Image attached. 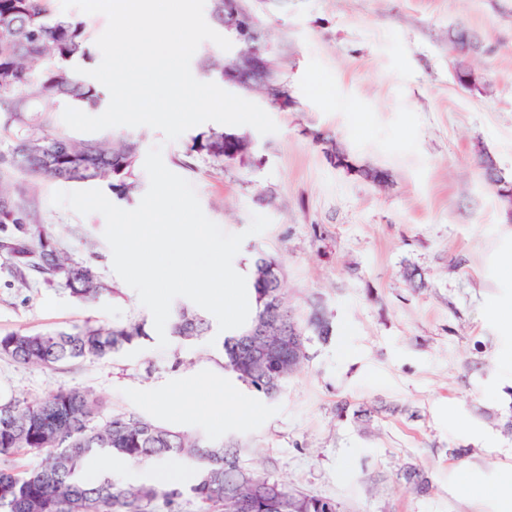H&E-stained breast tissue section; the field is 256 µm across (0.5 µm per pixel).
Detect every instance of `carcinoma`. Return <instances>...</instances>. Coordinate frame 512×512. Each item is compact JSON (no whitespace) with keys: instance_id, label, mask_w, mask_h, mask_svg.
Listing matches in <instances>:
<instances>
[{"instance_id":"carcinoma-1","label":"carcinoma","mask_w":512,"mask_h":512,"mask_svg":"<svg viewBox=\"0 0 512 512\" xmlns=\"http://www.w3.org/2000/svg\"><path fill=\"white\" fill-rule=\"evenodd\" d=\"M50 0H0V128L9 133L0 148V253L12 261L14 277L26 284L62 280L71 295L94 302L108 285L90 261L72 262L60 242L33 213V189L11 179L16 170L64 183L107 181L112 194L129 200L141 190L138 143L131 136L104 135L80 142L53 128L63 107H99L100 88L75 71L73 62L90 57L89 24L52 17ZM232 59L215 60L205 52L199 67L206 75ZM252 142L244 133L212 128L195 140L192 151L214 165L232 155L242 163ZM281 264L259 256L248 288L254 311L239 331L224 338V369L267 397L268 362L252 360L246 347L265 344L274 322L294 321L304 329L303 343L332 333L318 306L298 319L285 301ZM209 322L199 311L176 308L172 336L192 342L206 335ZM148 337L145 323L134 320L112 327L86 323L71 329L0 335V355L24 366L52 367L110 356ZM105 398L88 390L61 389L45 398L0 402V512H147L161 499L174 507L186 496L204 512H328L334 500L294 492L281 481L240 464L235 443H209L200 436L169 428L135 414H111L101 420ZM132 463L179 457L197 464L187 483L115 484L106 474L94 483L81 478L100 450ZM38 456L34 468L20 464ZM404 479L418 491L429 487L425 473L409 468Z\"/></svg>"}]
</instances>
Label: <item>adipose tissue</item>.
<instances>
[{
	"label": "adipose tissue",
	"instance_id": "adipose-tissue-1",
	"mask_svg": "<svg viewBox=\"0 0 512 512\" xmlns=\"http://www.w3.org/2000/svg\"><path fill=\"white\" fill-rule=\"evenodd\" d=\"M158 406L170 418L182 419L202 411H219L230 420L254 417L258 408L224 381L223 374L210 372L175 387L172 395L159 398Z\"/></svg>",
	"mask_w": 512,
	"mask_h": 512
}]
</instances>
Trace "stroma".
Returning <instances> with one entry per match:
<instances>
[{
    "instance_id": "obj_1",
    "label": "stroma",
    "mask_w": 512,
    "mask_h": 512,
    "mask_svg": "<svg viewBox=\"0 0 512 512\" xmlns=\"http://www.w3.org/2000/svg\"><path fill=\"white\" fill-rule=\"evenodd\" d=\"M291 101L266 108L276 133L250 131L252 157L220 169L182 166L201 124L178 139L133 128L140 154L158 146L172 172L194 187L205 215L225 232L245 233L234 267L256 253L276 257L298 317L320 302L333 332L312 339L308 358L246 421L210 416L178 429L211 441L234 439L241 463L290 490L336 501L341 512H501L498 499L464 497L458 485H496L512 471V329L493 316L512 302V221L478 165L491 155L512 179V0H245ZM466 26L480 49L468 64L475 90L453 77L451 30ZM338 148L359 165L384 169L377 185L336 167ZM35 184L36 216L70 260H92L112 291L93 303L63 284H20L0 256V334L92 322L152 323L137 293L112 268L101 214L55 205L61 183ZM271 220L247 235L252 215ZM417 268L426 285L405 280ZM224 335L196 342L157 335L102 360L53 368L0 357V401L40 399L81 387L106 397L113 413L159 424L157 396L198 368L223 371ZM416 467L426 492L406 483ZM189 480L180 459L111 470L124 487L151 484L160 471Z\"/></svg>"
}]
</instances>
